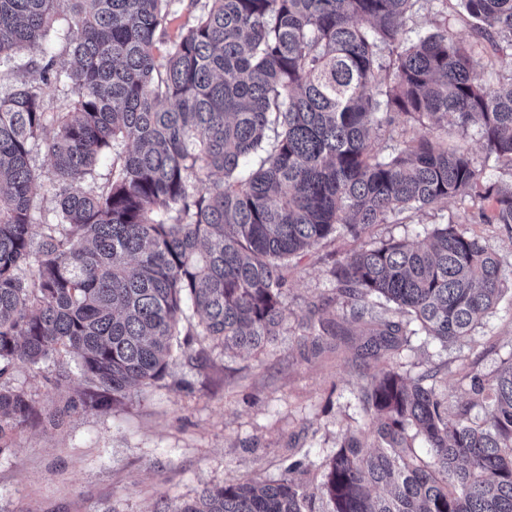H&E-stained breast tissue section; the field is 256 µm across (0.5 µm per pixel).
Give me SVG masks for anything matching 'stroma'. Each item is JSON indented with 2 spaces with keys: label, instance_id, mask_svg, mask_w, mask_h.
<instances>
[{
  "label": "stroma",
  "instance_id": "stroma-1",
  "mask_svg": "<svg viewBox=\"0 0 512 512\" xmlns=\"http://www.w3.org/2000/svg\"><path fill=\"white\" fill-rule=\"evenodd\" d=\"M464 225L512 265V228L487 224L477 208L451 200L378 224L369 236L418 240L437 224ZM360 243L333 238L303 257L289 277L290 317L261 351H225L199 335L197 317L181 326L188 351H176L167 376L141 397L105 413L82 411L61 426L47 416L79 384L55 385L59 362L17 364L16 386L37 401L42 420L18 433L0 456V512H155L162 503L196 499L213 486L250 478L280 479L290 455L319 460L341 442L359 415L364 366L355 336H314L312 324L342 319L328 272ZM512 360V301L478 324L471 338L441 346L416 339L408 369L438 368L449 400L469 398L463 375L494 373Z\"/></svg>",
  "mask_w": 512,
  "mask_h": 512
}]
</instances>
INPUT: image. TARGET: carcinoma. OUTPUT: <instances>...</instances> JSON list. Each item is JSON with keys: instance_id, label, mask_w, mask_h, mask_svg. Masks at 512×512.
<instances>
[{"instance_id": "cac0c4a2", "label": "carcinoma", "mask_w": 512, "mask_h": 512, "mask_svg": "<svg viewBox=\"0 0 512 512\" xmlns=\"http://www.w3.org/2000/svg\"><path fill=\"white\" fill-rule=\"evenodd\" d=\"M419 2L192 0V25L160 63L173 0H0V68L41 52L0 92V456L40 420L11 383L19 362L76 357L82 389L50 416L59 426L159 381L188 304L226 351L273 342L289 261L330 238L450 200H488L479 217L512 226V181L484 177L491 159L512 169V0H455L509 67L495 86L447 20L402 38ZM61 17L67 60L43 48ZM52 83L68 111H46ZM397 117L428 134L395 139ZM448 120L451 142L436 134ZM39 145L55 187L43 224ZM109 153L106 183L86 185ZM330 277L336 301L370 324L362 358L382 361L361 390L375 444L355 426L318 463L290 458L276 481L208 488L160 512H512V362L470 370L465 404L436 392L437 371L391 364L413 336L471 335L512 292V270L444 224L416 244L362 246Z\"/></svg>"}]
</instances>
